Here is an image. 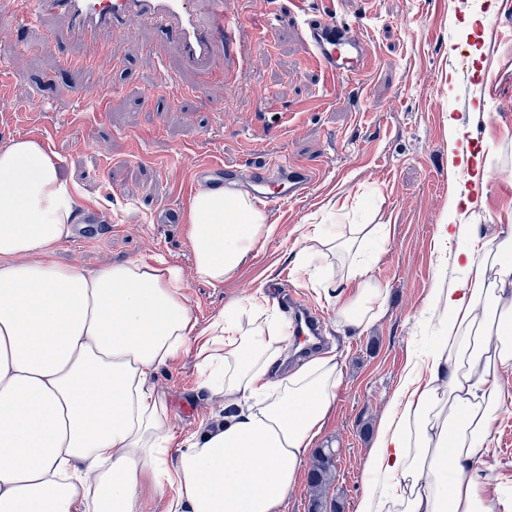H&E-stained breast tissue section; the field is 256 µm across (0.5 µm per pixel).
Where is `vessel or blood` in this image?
Returning a JSON list of instances; mask_svg holds the SVG:
<instances>
[{
	"mask_svg": "<svg viewBox=\"0 0 512 512\" xmlns=\"http://www.w3.org/2000/svg\"><path fill=\"white\" fill-rule=\"evenodd\" d=\"M309 0H275L273 16L291 13L303 21L312 60L318 71L332 81L353 78L367 68L368 55L361 47L362 26L337 18L331 7L309 8ZM207 14H200L197 0H0V45L9 46L33 22L47 14L60 18L68 35L91 46H99L103 32L128 27L131 22L150 20L168 31L174 47L186 65L201 79L218 72L213 57L215 41H223L224 57L239 64L244 56V40L253 25L232 5L231 0H207ZM61 64L69 70L96 73L103 66L118 67L117 59L100 54L67 55ZM254 198L266 212L313 190L316 168L310 163L272 162L266 155L249 157ZM274 296L280 297L288 313L289 328L299 331L291 350L303 354L324 340V327L315 319L304 299L285 293L281 279L270 282Z\"/></svg>",
	"mask_w": 512,
	"mask_h": 512,
	"instance_id": "obj_1",
	"label": "vessel or blood"
}]
</instances>
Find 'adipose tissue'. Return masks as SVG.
<instances>
[{
	"mask_svg": "<svg viewBox=\"0 0 512 512\" xmlns=\"http://www.w3.org/2000/svg\"><path fill=\"white\" fill-rule=\"evenodd\" d=\"M85 208L44 146L0 150V512H141L143 487L168 512H283L322 432L342 378L335 357L278 375L283 326L267 302L227 308L206 329L164 259L96 272L60 265ZM193 274L217 283L273 232L247 194L205 186L186 215ZM382 224L302 236L338 324L365 327L382 310L367 243ZM467 272L442 294L443 336L425 372L400 387L380 425L374 468L394 491L365 492L357 512H502L474 465L506 408L512 368V239H474ZM198 390L224 396L213 428L175 441L168 406L148 384L187 345Z\"/></svg>",
	"mask_w": 512,
	"mask_h": 512,
	"instance_id": "1",
	"label": "adipose tissue"
}]
</instances>
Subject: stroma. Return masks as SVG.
Wrapping results in <instances>:
<instances>
[{
  "label": "stroma",
  "instance_id": "35a3bbf8",
  "mask_svg": "<svg viewBox=\"0 0 512 512\" xmlns=\"http://www.w3.org/2000/svg\"><path fill=\"white\" fill-rule=\"evenodd\" d=\"M235 2L265 24L263 41L239 79L217 73L204 84L166 49L163 30L146 23L103 35L122 59L118 69L63 70L61 57L87 46L62 35L61 19L43 16L7 51L16 80L11 97L0 100L9 122L0 149L37 130L91 209L98 237L59 244L58 263L94 272L163 257L183 270V295L202 329L278 276L321 311L323 353L336 357L343 374L316 445L336 452L328 498L357 512L367 488L391 490L371 465L377 431L408 373L441 336L433 309L464 279L457 251L476 234L512 236V0H335L337 16L363 23L376 59L336 92L312 65L297 16L273 24L272 0ZM51 30L60 37L49 43ZM269 95L288 115L271 140L255 120ZM264 140L280 159L315 163L316 186L270 217L273 235L224 282L200 280L186 224H161L157 216L174 201L189 207L184 192L194 164L245 163L247 142ZM463 167L472 175L466 185L456 178ZM485 169L494 176L484 183ZM465 193L478 199L468 224L452 241L440 240L439 224L459 222ZM311 224L388 225L368 249L370 275L386 296L365 330L339 327L333 305L301 270ZM197 363L189 348L149 379L168 402L179 440L224 414L222 396L197 393ZM474 462L491 497L512 493V411L495 420Z\"/></svg>",
  "mask_w": 512,
  "mask_h": 512
}]
</instances>
